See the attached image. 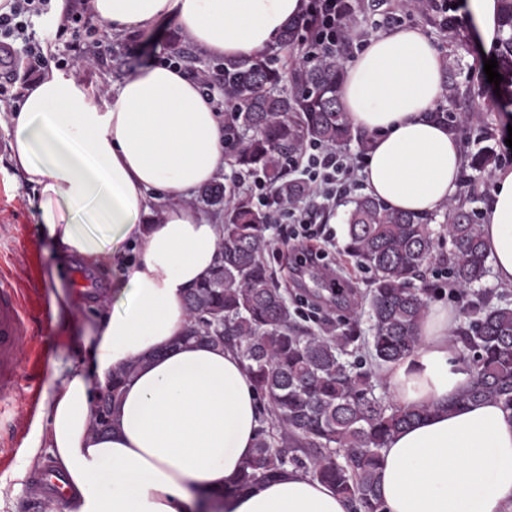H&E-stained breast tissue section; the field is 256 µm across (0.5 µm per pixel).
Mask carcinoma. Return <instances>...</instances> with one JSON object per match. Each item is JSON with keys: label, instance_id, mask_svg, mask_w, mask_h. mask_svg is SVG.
I'll return each instance as SVG.
<instances>
[{"label": "carcinoma", "instance_id": "cac0c4a2", "mask_svg": "<svg viewBox=\"0 0 512 512\" xmlns=\"http://www.w3.org/2000/svg\"><path fill=\"white\" fill-rule=\"evenodd\" d=\"M505 36L498 55L501 86L512 91V0H501ZM297 42L296 23L282 31L276 49ZM224 99L232 106L225 121L237 139L233 154L240 170H259L283 197L299 190L283 180L288 154L306 140L333 145L351 141L353 129L341 111L336 87L340 59L304 64L291 72L289 86L269 55L218 65ZM303 115V125L290 114ZM220 182L203 189L201 205L224 212L220 260L212 275L186 298L188 320L180 342H207L235 348L265 404L256 451L224 488V496L249 491L262 480L294 467L333 487L354 512H380V450L388 439L432 407L399 408L374 394L376 373L358 371L343 359L358 337L325 326L313 331L291 313L264 261L269 246L267 216L247 199L225 207ZM448 273L470 288L487 273L488 254L481 225L462 207L450 210ZM349 249L375 274L368 303L371 365L397 362L419 343L418 321L431 291L410 280L436 260V242L428 218L388 208L371 196L353 203L347 218ZM475 315L459 335L474 366L471 385L457 403L496 401L512 409V307L471 305Z\"/></svg>", "mask_w": 512, "mask_h": 512}]
</instances>
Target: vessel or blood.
I'll list each match as a JSON object with an SVG mask.
<instances>
[{
	"instance_id": "b4317fda",
	"label": "vessel or blood",
	"mask_w": 512,
	"mask_h": 512,
	"mask_svg": "<svg viewBox=\"0 0 512 512\" xmlns=\"http://www.w3.org/2000/svg\"><path fill=\"white\" fill-rule=\"evenodd\" d=\"M28 300L7 274H0V395H11L20 378L21 355L30 336ZM35 495L31 500L36 512H55L63 500L59 476L44 471L32 478Z\"/></svg>"
}]
</instances>
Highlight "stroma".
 <instances>
[{"label": "stroma", "instance_id": "35a3bbf8", "mask_svg": "<svg viewBox=\"0 0 512 512\" xmlns=\"http://www.w3.org/2000/svg\"><path fill=\"white\" fill-rule=\"evenodd\" d=\"M172 32V26L162 25L134 39L113 36L111 45L102 53L100 64L83 75V83L115 90L149 60L162 62L170 57L168 40ZM433 37L445 60V82L451 87L439 105L440 111L446 112L449 124L455 126L464 156L486 150L496 158L491 169L479 172L464 168L463 179L473 180L474 185L460 187L455 198L456 204L472 212L475 223L481 224L485 221L486 203L494 187L495 169L512 168V152L503 145L507 126L512 123V98L505 100L492 95L485 72L476 64L479 53L463 23H456L445 33L434 32ZM464 113L469 114L470 121L462 126L458 120ZM10 141L8 131L0 126V262L31 301L30 347L42 352L43 357L37 361L24 360L17 389L0 400V482L17 489L14 497L0 501V512H30L29 480L20 476L19 470L24 448L39 425L38 404L46 380L55 361L77 360L79 341L73 334V326L90 320L98 311L110 309L113 299L108 291V275L83 270L78 262L61 265L53 247L39 238L33 218L34 193L16 178L7 161L8 153L3 149ZM351 207V202H344L329 218L336 234V248L328 263L349 287L366 293L374 274L361 268L348 252L346 218ZM430 228L435 234L439 254L427 272L435 285L432 297L452 300L441 262L451 247L444 212H436ZM265 259L281 282L289 285L291 308L336 325L354 322L361 330H368L367 304L348 310L344 303L331 300L329 289L317 286L315 273L295 278L287 264L285 247L271 245ZM53 269L59 277L55 284L44 278L45 272ZM57 287L72 294V323L68 326L53 322L51 317L49 294ZM452 302L454 308H461V301Z\"/></svg>", "mask_w": 512, "mask_h": 512}]
</instances>
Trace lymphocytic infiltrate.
<instances>
[{
    "mask_svg": "<svg viewBox=\"0 0 512 512\" xmlns=\"http://www.w3.org/2000/svg\"><path fill=\"white\" fill-rule=\"evenodd\" d=\"M53 0H5L0 6V51L5 59L0 66L25 74L48 70L46 53L52 43L65 34H79V41L69 43V71L80 76L95 66L100 49L109 40L107 25L94 19L89 0H77L75 6L54 15ZM451 0H404L400 9H384L373 19V28L400 25L406 13H420L440 28L453 24ZM352 12L350 0H308L306 12L298 21L297 57L300 63L315 62L342 54L354 45L347 20ZM364 161L337 150L335 146L307 141L291 154L285 167L295 182L304 188L296 202L274 195L265 179L242 176L241 181L259 208L278 232L279 242L292 249L296 266H304L328 257L334 234L327 220L340 201L362 187L359 177Z\"/></svg>",
    "mask_w": 512,
    "mask_h": 512,
    "instance_id": "lymphocytic-infiltrate-1",
    "label": "lymphocytic infiltrate"
}]
</instances>
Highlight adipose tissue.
I'll return each mask as SVG.
<instances>
[{
	"mask_svg": "<svg viewBox=\"0 0 512 512\" xmlns=\"http://www.w3.org/2000/svg\"><path fill=\"white\" fill-rule=\"evenodd\" d=\"M113 33L167 22L211 58L262 54L307 0H90ZM460 17L482 52L504 36L499 0H466ZM445 63L427 30L370 35L344 66L338 101L368 144L362 170L389 208L429 215L456 196L462 147L433 116L446 93ZM220 91L203 95L179 69L149 62L111 100L50 70L7 117L9 161L38 199L41 239L63 259L114 271L112 309L80 330L84 355L53 368L42 423L23 468L50 454L64 474L70 512H349L348 502L295 469L222 498L255 452L259 396L236 350L179 343L185 297L219 262L224 227L192 202L224 167ZM483 239L498 283L512 286V169L494 174ZM456 309L431 303L418 347L380 375L399 407L431 405L382 448L385 512H512V410L458 403L471 365L451 338ZM112 404L110 428L91 430L112 374L136 358ZM109 491H97L101 479Z\"/></svg>",
	"mask_w": 512,
	"mask_h": 512,
	"instance_id": "obj_1",
	"label": "adipose tissue"
}]
</instances>
